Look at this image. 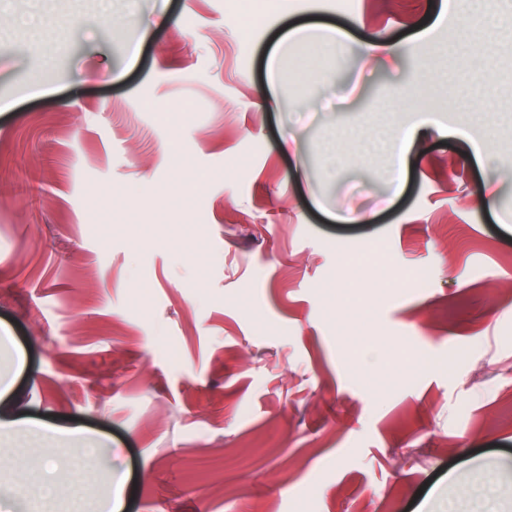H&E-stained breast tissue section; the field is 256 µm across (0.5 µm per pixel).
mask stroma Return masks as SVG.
<instances>
[{
	"label": "stroma",
	"instance_id": "35a3bbf8",
	"mask_svg": "<svg viewBox=\"0 0 512 512\" xmlns=\"http://www.w3.org/2000/svg\"><path fill=\"white\" fill-rule=\"evenodd\" d=\"M442 2L0 0V512L73 510L30 483L42 423L85 512L114 482L124 512H512V176L432 128L394 198L369 147L427 61L444 121L492 105L473 132L512 159V31L474 28L472 66L420 38ZM294 23L349 52L275 90Z\"/></svg>",
	"mask_w": 512,
	"mask_h": 512
}]
</instances>
